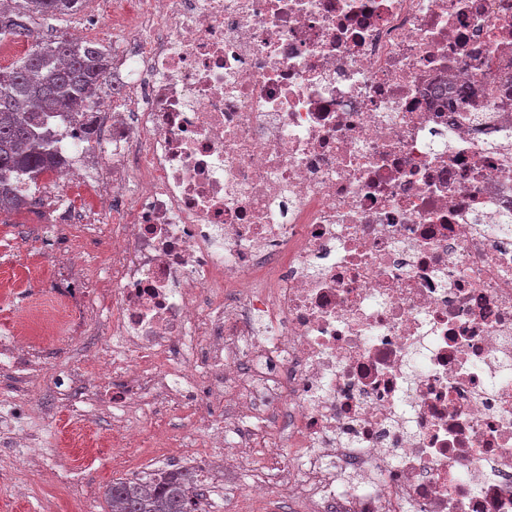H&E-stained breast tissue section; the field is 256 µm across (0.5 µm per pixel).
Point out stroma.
I'll return each mask as SVG.
<instances>
[{
	"instance_id": "35a3bbf8",
	"label": "stroma",
	"mask_w": 512,
	"mask_h": 512,
	"mask_svg": "<svg viewBox=\"0 0 512 512\" xmlns=\"http://www.w3.org/2000/svg\"><path fill=\"white\" fill-rule=\"evenodd\" d=\"M46 205L45 198L33 199L0 221V292L6 295L0 301V336L29 310L53 308L59 282L55 257L40 248L45 231L41 211ZM102 342V337L93 336L76 345L67 336L53 333L39 340L40 375L35 380L38 393L25 423L29 430L44 437L46 448L41 468L17 472V479L27 485L29 494L14 503L12 512H82L88 498L93 501L91 512H111L105 491L112 481L142 478L156 467L169 464L170 440H181L185 450L198 459L210 456L207 435L195 424L194 409L189 405L151 411L142 425L140 447L127 449L125 458L117 461L111 458V414H96L81 429L72 430L70 407L47 384L46 377L58 365L85 362L87 357L97 354ZM89 438L99 442L98 453L92 459L79 450L81 440ZM63 448L70 449V456H60ZM268 466L263 449L258 447L249 465L225 470L223 482L213 483L204 494L206 512H303V504L291 488H279L264 498L241 497L242 487ZM60 467L67 471L65 479L46 483V472Z\"/></svg>"
}]
</instances>
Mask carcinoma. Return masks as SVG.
I'll list each match as a JSON object with an SVG mask.
<instances>
[{"instance_id": "1", "label": "carcinoma", "mask_w": 512, "mask_h": 512, "mask_svg": "<svg viewBox=\"0 0 512 512\" xmlns=\"http://www.w3.org/2000/svg\"><path fill=\"white\" fill-rule=\"evenodd\" d=\"M82 0H14L0 6V41L32 37L38 21L72 15ZM111 59L103 47L66 37L35 39L18 63L0 68V213L28 201L19 189L21 177L31 180L60 164L54 152L48 118L70 112L102 90ZM195 473L161 469L143 481H112L106 496L117 512H202L188 487Z\"/></svg>"}]
</instances>
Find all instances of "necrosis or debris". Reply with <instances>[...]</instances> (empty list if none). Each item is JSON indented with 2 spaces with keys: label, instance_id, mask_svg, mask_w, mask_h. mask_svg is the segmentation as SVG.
<instances>
[{
  "label": "necrosis or debris",
  "instance_id": "1",
  "mask_svg": "<svg viewBox=\"0 0 512 512\" xmlns=\"http://www.w3.org/2000/svg\"><path fill=\"white\" fill-rule=\"evenodd\" d=\"M91 2L112 85L46 174L91 206L48 220L109 258L0 370L99 333L120 447L187 402L201 479L263 441L245 496L294 448L307 512H512V0Z\"/></svg>",
  "mask_w": 512,
  "mask_h": 512
}]
</instances>
